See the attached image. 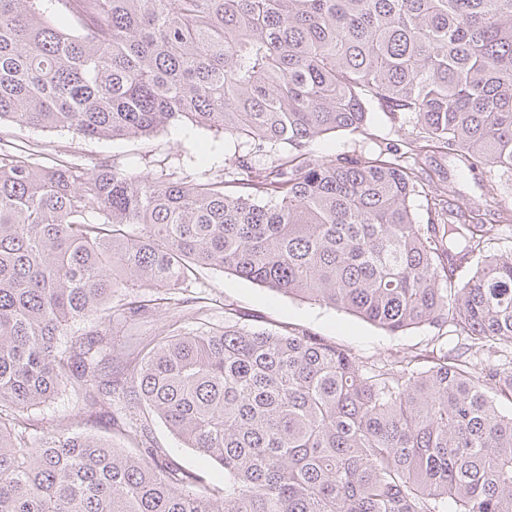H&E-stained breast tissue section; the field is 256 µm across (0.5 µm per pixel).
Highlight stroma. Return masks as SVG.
Masks as SVG:
<instances>
[{
  "instance_id": "stroma-1",
  "label": "stroma",
  "mask_w": 512,
  "mask_h": 512,
  "mask_svg": "<svg viewBox=\"0 0 512 512\" xmlns=\"http://www.w3.org/2000/svg\"><path fill=\"white\" fill-rule=\"evenodd\" d=\"M368 110L364 131L330 134L311 145V153L317 157L356 154L375 150L385 142L404 143L415 138L417 130L412 115L394 118L375 103L369 104ZM0 136L17 148L39 152L40 162L45 166L72 160L90 167L106 159L117 162L126 170L159 179L174 175L194 181L205 180L217 175L225 161L245 151L236 140L189 123L168 127L149 138L116 141L82 140L64 130L21 129L8 123L0 125ZM429 166L431 177L423 181L419 195L413 198L419 218H426V199L445 177L454 182L461 202L484 204V176L460 171L456 160L441 153L431 155ZM201 281L215 300L210 314L212 323L223 322L224 311L229 308L247 327L304 329L350 349L365 362L394 354L425 355L443 342L453 354L465 343L463 337L442 335L426 325L393 334L352 313L280 294L221 270L203 271ZM152 436L183 467L198 472L206 481L223 482L224 473L220 467L184 447L162 423L153 425Z\"/></svg>"
}]
</instances>
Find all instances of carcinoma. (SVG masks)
I'll use <instances>...</instances> for the list:
<instances>
[{"label": "carcinoma", "mask_w": 512, "mask_h": 512, "mask_svg": "<svg viewBox=\"0 0 512 512\" xmlns=\"http://www.w3.org/2000/svg\"><path fill=\"white\" fill-rule=\"evenodd\" d=\"M41 2L0 0V124L116 140L186 121L278 151L234 157L240 191L0 142V512H512V367L470 359L512 350V211H465L450 185L427 223L411 206L435 152L488 196L512 181V0ZM370 102L414 115L411 160L311 154ZM202 269L468 347L368 366L304 330L212 327L209 294L184 296ZM161 313L112 379L114 329ZM55 399L69 413L31 431ZM105 403L136 451L79 431ZM156 418L223 487L169 461Z\"/></svg>", "instance_id": "cac0c4a2"}]
</instances>
